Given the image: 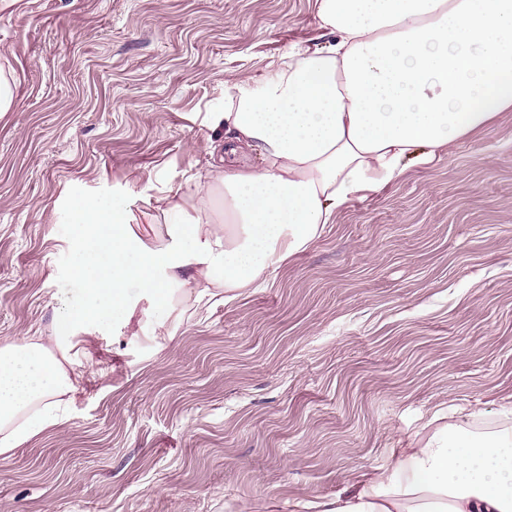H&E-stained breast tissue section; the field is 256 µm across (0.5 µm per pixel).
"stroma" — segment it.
I'll return each instance as SVG.
<instances>
[{
  "instance_id": "obj_1",
  "label": "stroma",
  "mask_w": 512,
  "mask_h": 512,
  "mask_svg": "<svg viewBox=\"0 0 512 512\" xmlns=\"http://www.w3.org/2000/svg\"><path fill=\"white\" fill-rule=\"evenodd\" d=\"M316 0H15L0 10V343L54 332L72 206L125 197L136 231L205 169L224 85L327 44ZM81 335L64 424L0 457V512H291L386 468L434 414L512 401V111L343 206L234 300L175 295L168 328ZM93 356L97 375L85 358Z\"/></svg>"
}]
</instances>
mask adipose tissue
Returning a JSON list of instances; mask_svg holds the SVG:
<instances>
[{
    "mask_svg": "<svg viewBox=\"0 0 512 512\" xmlns=\"http://www.w3.org/2000/svg\"><path fill=\"white\" fill-rule=\"evenodd\" d=\"M317 17L333 43L226 84L212 124L256 160L213 166L190 201L157 198L168 240L134 232L121 198L74 207L70 273L81 296L59 301L54 335L0 345V455L65 422L79 387L53 351L128 326V284L160 311L182 288L258 287L339 208L512 110V0H317ZM189 205L201 220L185 222ZM500 416L485 436L442 428L394 449L390 469L363 473L356 491L317 512H512V407Z\"/></svg>",
    "mask_w": 512,
    "mask_h": 512,
    "instance_id": "obj_1",
    "label": "adipose tissue"
}]
</instances>
